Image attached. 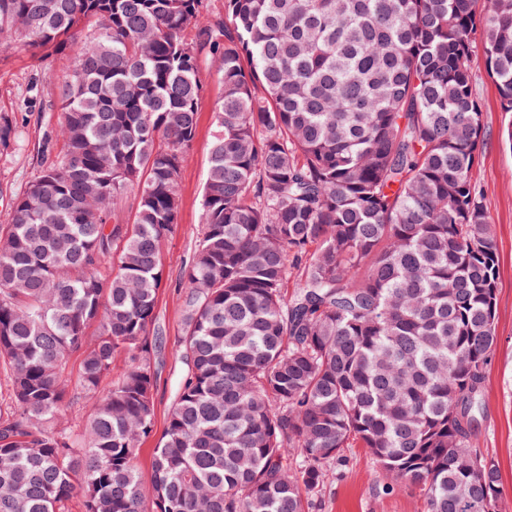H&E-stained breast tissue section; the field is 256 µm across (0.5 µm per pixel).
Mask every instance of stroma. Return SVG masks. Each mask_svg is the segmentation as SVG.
<instances>
[{"instance_id": "35a3bbf8", "label": "stroma", "mask_w": 512, "mask_h": 512, "mask_svg": "<svg viewBox=\"0 0 512 512\" xmlns=\"http://www.w3.org/2000/svg\"><path fill=\"white\" fill-rule=\"evenodd\" d=\"M65 68V59L58 56L38 60L19 48L0 50V113L16 116L19 133L7 157L0 158V227L9 222L12 200L45 164L42 143L59 129L57 82ZM473 75L487 132L473 181L495 226L499 254L497 344L486 368L484 411L473 444L494 457L501 482L512 494V146L504 136L512 118L501 112L496 86L482 60L474 61ZM199 78L205 94L199 104L195 139L181 169V212L177 226L161 244L164 279L157 294L156 325L164 343L155 356L154 428L142 441L137 458L146 484L152 478L153 450L167 426L173 399L186 372L181 358L184 272L201 237L200 202L213 134L212 107L221 91L219 67L205 53L200 56ZM81 366V356L71 355L67 375L76 399L62 419L79 443L84 440L85 424L94 411L93 401L80 395ZM345 455L343 465L313 493L309 512H426L419 490L392 488L391 476L364 449L350 448Z\"/></svg>"}]
</instances>
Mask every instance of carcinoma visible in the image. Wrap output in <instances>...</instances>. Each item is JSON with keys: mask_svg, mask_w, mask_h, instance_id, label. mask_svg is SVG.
Listing matches in <instances>:
<instances>
[{"mask_svg": "<svg viewBox=\"0 0 512 512\" xmlns=\"http://www.w3.org/2000/svg\"><path fill=\"white\" fill-rule=\"evenodd\" d=\"M15 45L69 65L62 148L0 230V512L77 496L85 512H306L356 447L427 512H505L471 444L499 276L472 179V63L512 113V0H224L215 18L208 0H0V48ZM201 49L223 89L185 272L187 372L147 487L160 246ZM16 135L1 113L0 148ZM77 352L95 402L81 445L57 423Z\"/></svg>", "mask_w": 512, "mask_h": 512, "instance_id": "carcinoma-1", "label": "carcinoma"}]
</instances>
